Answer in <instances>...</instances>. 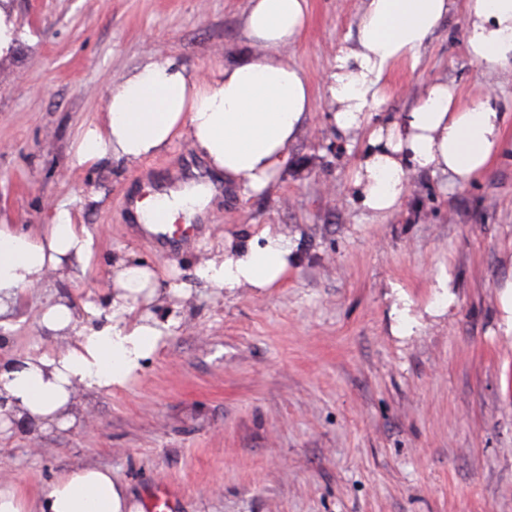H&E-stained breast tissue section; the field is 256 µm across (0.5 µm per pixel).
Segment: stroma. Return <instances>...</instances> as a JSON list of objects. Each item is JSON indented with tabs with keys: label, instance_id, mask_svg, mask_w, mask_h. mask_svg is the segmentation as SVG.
<instances>
[{
	"label": "stroma",
	"instance_id": "stroma-1",
	"mask_svg": "<svg viewBox=\"0 0 512 512\" xmlns=\"http://www.w3.org/2000/svg\"><path fill=\"white\" fill-rule=\"evenodd\" d=\"M245 4L0 0L14 30L0 54V224L25 231L65 203L96 235L85 277L55 274L0 315V356L65 351L72 337L38 322L47 296L105 306L118 259L157 272L166 296L152 313L173 323L124 386L79 389L67 425L17 419L0 437V486L34 503L68 470L98 466L141 504L168 484L174 512H512V75L472 61L463 12L417 66H395L361 129L339 134L319 106L273 188L222 190L185 248L161 249L126 201L202 175L187 139L138 164L74 165L109 84L160 51L201 74L223 65ZM359 4L309 0L287 55L314 89L354 37ZM443 77L464 103L493 93L509 145L461 186L410 174L400 208L372 220L350 186L368 134ZM267 224L293 246L287 278L207 285L203 261Z\"/></svg>",
	"mask_w": 512,
	"mask_h": 512
}]
</instances>
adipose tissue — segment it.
I'll return each instance as SVG.
<instances>
[{
    "label": "adipose tissue",
    "instance_id": "1",
    "mask_svg": "<svg viewBox=\"0 0 512 512\" xmlns=\"http://www.w3.org/2000/svg\"><path fill=\"white\" fill-rule=\"evenodd\" d=\"M466 16L470 56L490 68L512 67V0H361L356 36L342 45L323 79V94L284 54L307 23L308 0H247L240 20L239 53L209 75L190 71L171 53L148 57L121 82L109 86L100 119L85 128L74 153L78 166L117 159L135 164L188 137L214 176L241 194H260L287 172L289 148L309 113L325 103L337 130L349 134L384 102V86L400 62L417 64L423 48L454 8ZM506 145L504 121L492 96L462 103L457 89L439 78L398 121L369 136L351 184L372 217L397 211L410 173L447 175L462 185L487 171ZM197 184L136 202L139 222L153 227L164 211L168 224L191 220L212 198ZM95 236L75 223L65 205L32 233L0 225V313L19 293L63 271L85 275ZM292 249L273 226L257 237L228 243L200 268L211 287L263 290L288 275ZM154 270L125 260L112 268L107 307L75 308L47 300L40 322L73 336L56 356L33 355L21 366L0 368L6 398L0 429L15 412L37 429L64 425L74 389L125 385L169 332L148 305L157 301ZM40 512H141L110 469L84 467L59 477L44 492Z\"/></svg>",
    "mask_w": 512,
    "mask_h": 512
}]
</instances>
